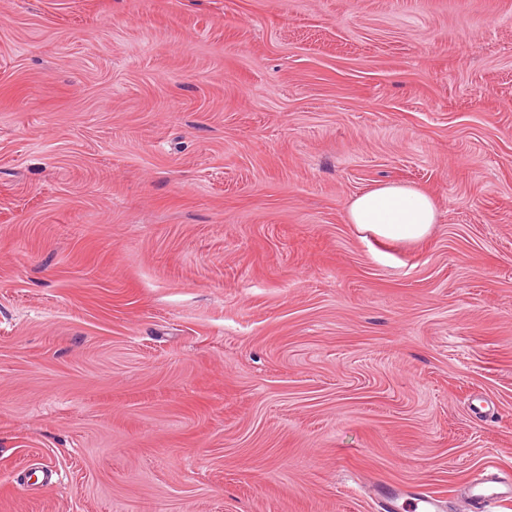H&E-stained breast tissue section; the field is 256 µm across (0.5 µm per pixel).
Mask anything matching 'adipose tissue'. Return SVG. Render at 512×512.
<instances>
[{"label": "adipose tissue", "mask_w": 512, "mask_h": 512, "mask_svg": "<svg viewBox=\"0 0 512 512\" xmlns=\"http://www.w3.org/2000/svg\"><path fill=\"white\" fill-rule=\"evenodd\" d=\"M346 221L385 241L413 243L430 233L438 213L426 192L407 184L382 183L348 204Z\"/></svg>", "instance_id": "obj_1"}]
</instances>
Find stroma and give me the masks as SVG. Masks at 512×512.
Returning <instances> with one entry per match:
<instances>
[{
  "instance_id": "1",
  "label": "stroma",
  "mask_w": 512,
  "mask_h": 512,
  "mask_svg": "<svg viewBox=\"0 0 512 512\" xmlns=\"http://www.w3.org/2000/svg\"><path fill=\"white\" fill-rule=\"evenodd\" d=\"M439 222L344 220L378 182ZM512 475V0H0V512H462ZM346 221L385 241L413 243L430 233L438 213L426 192L407 184L382 183L348 204Z\"/></svg>"
}]
</instances>
